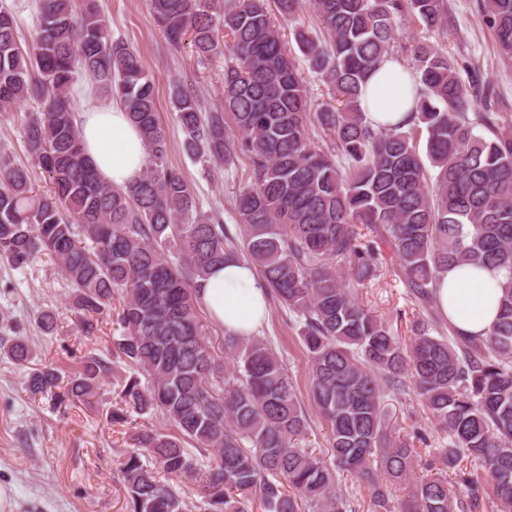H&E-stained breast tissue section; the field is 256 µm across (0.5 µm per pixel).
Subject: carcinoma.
I'll list each match as a JSON object with an SVG mask.
<instances>
[{
  "label": "carcinoma",
  "mask_w": 512,
  "mask_h": 512,
  "mask_svg": "<svg viewBox=\"0 0 512 512\" xmlns=\"http://www.w3.org/2000/svg\"><path fill=\"white\" fill-rule=\"evenodd\" d=\"M275 4L288 21L305 6L316 15L319 32L298 26L293 36L337 106L311 111L267 0H149L172 46L188 35L198 55L225 57L222 109L201 117L197 92L184 85L171 104L186 152L220 164L250 160L234 235L199 210L191 185L169 165L153 79L139 54L112 38L96 0H40L31 54L19 47L15 17L0 7V112L38 103L27 148L52 186L48 196L36 193L27 170L0 152V259L22 268L50 255L75 289L88 335L121 296L114 351L146 379L123 380L125 409L109 420L158 413L176 429L135 434L137 448L120 470L127 512H191L170 479L196 476L205 477L201 512H250L254 496L263 512H302L304 504L352 512L336 494V471L369 477L375 463L395 479L407 476L414 449L388 438L383 388L403 392L410 382L448 434L441 459L454 473L415 484L411 512H454L463 491L477 499V482L459 468L463 456L484 465L499 512H512V123L490 104L469 116L455 58L428 41L398 39L404 18L428 32L447 30V0ZM484 8L511 59L512 0H484ZM389 56L407 59L416 81L405 128L375 127L361 107L363 85ZM79 73L118 97L143 135L148 167L124 188L100 179L84 152L71 95ZM312 120L333 135L335 153L311 147ZM422 131L423 154L415 143ZM357 224L387 243L426 309L436 308L434 288L450 266L506 270L488 336H463L451 325L433 336L422 320L402 344L353 295L378 271L374 247L354 243ZM78 225L91 245L76 238ZM229 258L251 263L297 316L311 397L331 424L330 464L296 446L307 414L267 342L225 338L227 370L210 349L198 281ZM7 354L23 366L31 349L17 337ZM111 373L112 360L89 356L65 384L52 366L33 370L27 389L65 412L91 402Z\"/></svg>",
  "instance_id": "cac0c4a2"
}]
</instances>
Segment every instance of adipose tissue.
I'll use <instances>...</instances> for the list:
<instances>
[{
    "instance_id": "ef3b65f1",
    "label": "adipose tissue",
    "mask_w": 512,
    "mask_h": 512,
    "mask_svg": "<svg viewBox=\"0 0 512 512\" xmlns=\"http://www.w3.org/2000/svg\"><path fill=\"white\" fill-rule=\"evenodd\" d=\"M413 79L406 65L384 59L367 79L361 106L377 126L407 121L413 101ZM84 150L102 180L123 186L139 178L146 163L144 139L122 106L107 103L80 116ZM496 269L457 266L441 272L435 290L442 315L460 333L487 335L499 313ZM202 304L225 330L252 336L268 310V292L256 269L242 260L213 268L199 287Z\"/></svg>"
}]
</instances>
